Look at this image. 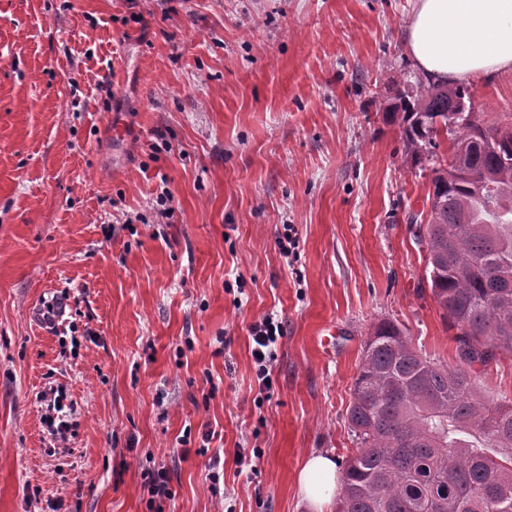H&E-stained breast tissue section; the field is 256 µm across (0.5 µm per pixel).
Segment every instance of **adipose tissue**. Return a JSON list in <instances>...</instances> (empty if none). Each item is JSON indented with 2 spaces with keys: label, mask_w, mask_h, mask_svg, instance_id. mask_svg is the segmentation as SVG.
<instances>
[{
  "label": "adipose tissue",
  "mask_w": 512,
  "mask_h": 512,
  "mask_svg": "<svg viewBox=\"0 0 512 512\" xmlns=\"http://www.w3.org/2000/svg\"><path fill=\"white\" fill-rule=\"evenodd\" d=\"M408 51L415 66L436 82L512 70V0H416ZM336 472L333 457L310 456L298 477L303 497L323 506L333 496Z\"/></svg>",
  "instance_id": "ef3b65f1"
}]
</instances>
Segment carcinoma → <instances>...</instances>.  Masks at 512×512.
<instances>
[{"label": "carcinoma", "mask_w": 512, "mask_h": 512, "mask_svg": "<svg viewBox=\"0 0 512 512\" xmlns=\"http://www.w3.org/2000/svg\"><path fill=\"white\" fill-rule=\"evenodd\" d=\"M385 106L416 161L448 136L432 169L426 276L450 326L457 361L419 352L392 321L371 328L351 384L357 447L343 461L336 512H512V399L478 395L472 366L512 351V132L479 120L464 85L403 82ZM498 449L490 455L458 437Z\"/></svg>", "instance_id": "obj_1"}]
</instances>
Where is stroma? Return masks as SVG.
Listing matches in <instances>:
<instances>
[{
    "instance_id": "35a3bbf8",
    "label": "stroma",
    "mask_w": 512,
    "mask_h": 512,
    "mask_svg": "<svg viewBox=\"0 0 512 512\" xmlns=\"http://www.w3.org/2000/svg\"><path fill=\"white\" fill-rule=\"evenodd\" d=\"M413 10L0 0V512H314L298 473L353 446L370 328L454 363L410 224L437 162L382 110L421 77ZM467 85L481 118L512 114V72ZM270 314L285 334L264 398L249 327ZM475 373L512 398V353ZM161 467L175 497L150 508L143 474Z\"/></svg>"
}]
</instances>
